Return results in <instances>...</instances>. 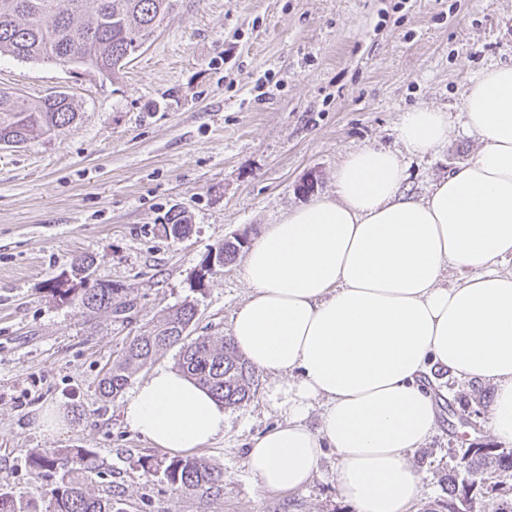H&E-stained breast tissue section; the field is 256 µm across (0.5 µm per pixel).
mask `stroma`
<instances>
[{"label": "stroma", "instance_id": "35a3bbf8", "mask_svg": "<svg viewBox=\"0 0 512 512\" xmlns=\"http://www.w3.org/2000/svg\"><path fill=\"white\" fill-rule=\"evenodd\" d=\"M512 65V0H177L119 75L0 58V89L30 97L64 91L78 116L20 147H0V488L31 498L53 479L27 462L33 448H89L92 493L127 512H354L336 492L338 458L325 449L310 484L261 490L244 464L251 442L281 415L256 375L252 396L226 409L224 433L195 454L224 474L181 495L146 479L138 462L165 449L125 425L123 398L97 382L132 337L154 331L189 301L197 333L226 336L249 294L240 262L205 288L202 256L236 233L269 225L334 191L337 166L369 145L397 148L409 109L447 112L448 143L405 160V192L421 196L479 147L463 125L465 92L480 74ZM183 212L189 234H165ZM135 298L131 317L87 315L49 288L76 257ZM438 426L411 463L421 494L444 496L441 476L469 443L498 447L487 428L491 384L431 369ZM57 414L39 426L41 412Z\"/></svg>", "mask_w": 512, "mask_h": 512}]
</instances>
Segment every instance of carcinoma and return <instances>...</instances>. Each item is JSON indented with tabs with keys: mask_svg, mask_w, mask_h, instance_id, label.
Returning a JSON list of instances; mask_svg holds the SVG:
<instances>
[{
	"mask_svg": "<svg viewBox=\"0 0 512 512\" xmlns=\"http://www.w3.org/2000/svg\"><path fill=\"white\" fill-rule=\"evenodd\" d=\"M174 0H0V57L21 61H52L85 68L104 76H117L155 32ZM70 96L55 91L39 99L0 90V145L20 147L36 134H47L74 120ZM244 242L226 239L215 245L232 263ZM205 254L196 273V287L220 268ZM93 260L77 258L73 265L76 283L69 288L51 285V292L78 305L89 314L110 310L117 314L133 307L112 282L96 280L87 288L81 274ZM196 318L194 304L185 302L171 310L164 323L147 336L133 337L112 361L97 383L99 395L111 399L129 385L132 375L171 348L179 347L177 367L185 376L209 391L218 402L231 407L251 397L254 370L237 354L231 338L191 335ZM88 448L34 449L28 453L34 472L54 470L55 485L37 489V497L21 499L0 489V512H125L118 499L95 495L85 483L84 466L94 465ZM143 475L159 477L179 493H197L214 488L221 471L203 459L156 457L139 461ZM461 470L442 475L448 499L439 503L445 512H512L511 497L501 493L499 483L489 484L485 474L512 475V451L470 446L460 459ZM465 475H460V472ZM40 499L44 509L36 507Z\"/></svg>",
	"mask_w": 512,
	"mask_h": 512,
	"instance_id": "carcinoma-1",
	"label": "carcinoma"
}]
</instances>
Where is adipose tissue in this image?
Returning <instances> with one entry per match:
<instances>
[{
	"label": "adipose tissue",
	"mask_w": 512,
	"mask_h": 512,
	"mask_svg": "<svg viewBox=\"0 0 512 512\" xmlns=\"http://www.w3.org/2000/svg\"><path fill=\"white\" fill-rule=\"evenodd\" d=\"M481 142L419 198L405 195L403 154L447 143L448 115L422 106L397 127L402 152L363 147L335 192L269 225L248 251L250 293L230 336L283 419L247 448L264 491L306 487L325 448L355 512H408L420 477L409 455L437 426L431 366L486 381L489 428L512 444V66L485 70L463 100ZM458 273L450 285L448 270ZM321 405L318 427L308 416ZM130 430L171 451L224 432V409L181 372L156 369L122 407Z\"/></svg>",
	"instance_id": "ef3b65f1"
}]
</instances>
